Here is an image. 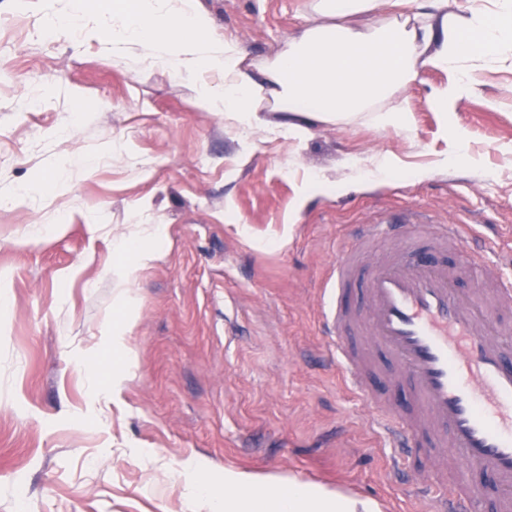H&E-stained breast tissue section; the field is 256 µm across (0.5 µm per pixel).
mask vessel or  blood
<instances>
[{
    "mask_svg": "<svg viewBox=\"0 0 512 512\" xmlns=\"http://www.w3.org/2000/svg\"><path fill=\"white\" fill-rule=\"evenodd\" d=\"M460 227L411 224L401 245L361 275L357 251L336 260L325 291L329 305L325 331L335 350L336 368L377 415L376 424L398 450L400 462L426 452L424 438L451 448L479 472L492 476L501 512H512V351L501 342L497 309L512 308V281L491 275L492 300L481 293L457 294V275L429 261L424 239L457 243ZM365 278L366 307L348 297ZM372 337L392 358L413 389L418 411L401 414L375 392L366 376L356 340ZM426 512H474L476 494L467 483L423 488Z\"/></svg>",
    "mask_w": 512,
    "mask_h": 512,
    "instance_id": "1",
    "label": "vessel or blood"
}]
</instances>
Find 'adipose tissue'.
Here are the masks:
<instances>
[{"instance_id":"obj_1","label":"adipose tissue","mask_w":512,"mask_h":512,"mask_svg":"<svg viewBox=\"0 0 512 512\" xmlns=\"http://www.w3.org/2000/svg\"><path fill=\"white\" fill-rule=\"evenodd\" d=\"M408 0H315L309 26L289 40L262 71H253L233 42L211 33L204 14L195 7L174 8L166 0H135L130 12H119L118 32L101 36L96 19L77 15L48 18L55 37L80 28L84 37L104 48L138 47L136 65L161 67L191 77L210 70L224 78L215 88L202 85L201 108L229 112L241 124L267 126L262 102L272 97L273 109L288 115L289 136L307 134V119L336 122L383 102L396 89L412 83L424 66L447 69V87L432 106L451 111L475 85L474 58L492 60L512 43V0H496L495 14L481 0H468L458 13L447 0L408 13ZM180 477L190 498L205 512H383L373 498L305 482L296 477L271 480L267 495L246 489L253 476L235 469L224 472V493L212 489L202 464L190 458L180 465Z\"/></svg>"}]
</instances>
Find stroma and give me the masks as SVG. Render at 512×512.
<instances>
[{
  "label": "stroma",
  "mask_w": 512,
  "mask_h": 512,
  "mask_svg": "<svg viewBox=\"0 0 512 512\" xmlns=\"http://www.w3.org/2000/svg\"><path fill=\"white\" fill-rule=\"evenodd\" d=\"M113 0H0V512H200L173 470L288 476L423 512L390 470L370 406L337 376L323 326L327 270L360 224L404 211L458 224L512 280V48L477 62L452 118L430 105L447 70L420 68L382 109L309 122L302 139L201 109V83L140 68L53 15ZM252 65L299 35L313 0H196ZM464 133L454 165L447 125ZM158 227L156 259L120 277L119 238ZM467 292L486 268L433 251ZM127 353L112 352L123 315ZM122 369L120 386L112 372ZM417 483L494 480L452 453Z\"/></svg>",
  "instance_id": "1"
}]
</instances>
